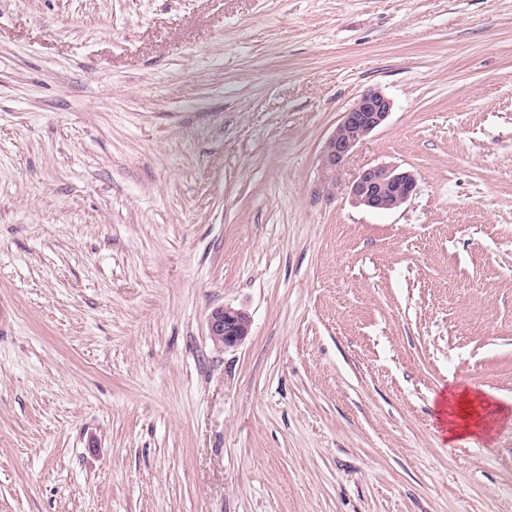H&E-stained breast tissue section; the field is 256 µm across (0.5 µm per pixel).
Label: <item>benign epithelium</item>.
<instances>
[{
	"mask_svg": "<svg viewBox=\"0 0 512 512\" xmlns=\"http://www.w3.org/2000/svg\"><path fill=\"white\" fill-rule=\"evenodd\" d=\"M392 110V102L379 90L361 94L342 113L336 128L327 138L322 154L323 177L336 172L358 144L383 126ZM417 178L408 170L387 164L362 169L350 185L352 201L369 210H396L416 192ZM250 315L231 306L214 308L207 319V336L214 347L222 349L242 343L251 332Z\"/></svg>",
	"mask_w": 512,
	"mask_h": 512,
	"instance_id": "benign-epithelium-1",
	"label": "benign epithelium"
}]
</instances>
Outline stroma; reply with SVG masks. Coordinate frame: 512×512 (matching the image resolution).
Instances as JSON below:
<instances>
[{
    "label": "stroma",
    "mask_w": 512,
    "mask_h": 512,
    "mask_svg": "<svg viewBox=\"0 0 512 512\" xmlns=\"http://www.w3.org/2000/svg\"><path fill=\"white\" fill-rule=\"evenodd\" d=\"M0 298V512H512V0H0ZM392 110V102L381 91L361 94L342 112L339 123L327 138L322 154L321 169L324 179L340 168L358 144L373 131L383 126ZM417 178L408 170L387 164L363 168L350 185L352 201L369 210H396L416 192ZM250 315L231 306L214 308L207 319V336L214 347L224 349L241 344L251 332ZM500 411L499 407L482 394L469 391H448L440 410L441 414L446 415L444 423L451 438L486 429L489 424L488 417Z\"/></svg>",
    "instance_id": "obj_1"
}]
</instances>
